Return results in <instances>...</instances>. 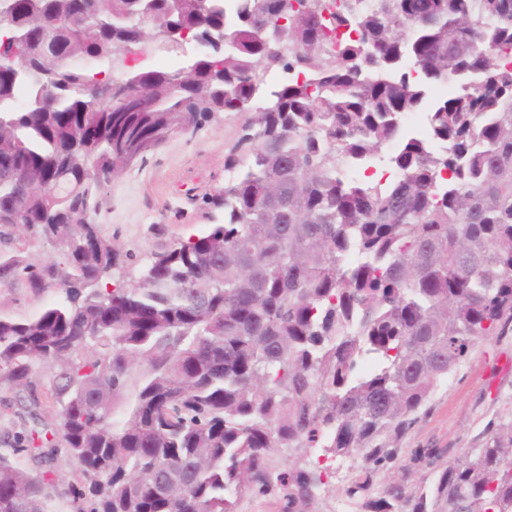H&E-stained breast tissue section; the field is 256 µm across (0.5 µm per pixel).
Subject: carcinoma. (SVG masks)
Returning <instances> with one entry per match:
<instances>
[{
  "label": "carcinoma",
  "instance_id": "1",
  "mask_svg": "<svg viewBox=\"0 0 512 512\" xmlns=\"http://www.w3.org/2000/svg\"><path fill=\"white\" fill-rule=\"evenodd\" d=\"M224 3L188 0L169 48L168 0L146 21L136 0H0V71L23 73L0 82V227L59 251L0 254L1 283L55 293L0 314V385L35 421L62 403L13 452L41 464L58 435L76 472L61 487L0 453V512H314L327 468L300 461L317 448L362 460L346 490L362 512H512V416L446 461L412 449L427 478L372 490L438 384L512 336V0H235L232 26ZM72 12L82 28L44 25ZM220 25L226 49L194 53ZM147 43L176 65L112 71ZM275 56L303 79L266 83ZM115 79L149 107L85 96ZM221 112L249 113L209 199L223 217L144 259L106 238L101 189ZM405 112L427 137L403 136ZM391 140L396 178L347 176Z\"/></svg>",
  "mask_w": 512,
  "mask_h": 512
}]
</instances>
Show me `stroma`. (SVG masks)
<instances>
[{
    "instance_id": "stroma-1",
    "label": "stroma",
    "mask_w": 512,
    "mask_h": 512,
    "mask_svg": "<svg viewBox=\"0 0 512 512\" xmlns=\"http://www.w3.org/2000/svg\"><path fill=\"white\" fill-rule=\"evenodd\" d=\"M245 113L217 114L197 131L176 135L161 144L143 163H135L102 190L98 222L115 243L148 254L159 240L173 242L205 230L214 209L208 200L224 186V157L236 142ZM165 227L156 238L152 227ZM53 290L38 292L25 280L0 283V314L27 318L49 304ZM512 410V336L478 344L452 376L439 384L419 419L400 439V453L391 469L378 471L374 489H382L410 465L414 448H473L491 418ZM58 423L56 409L44 408L31 419L17 394L0 387V449L11 435L30 432L33 425Z\"/></svg>"
}]
</instances>
